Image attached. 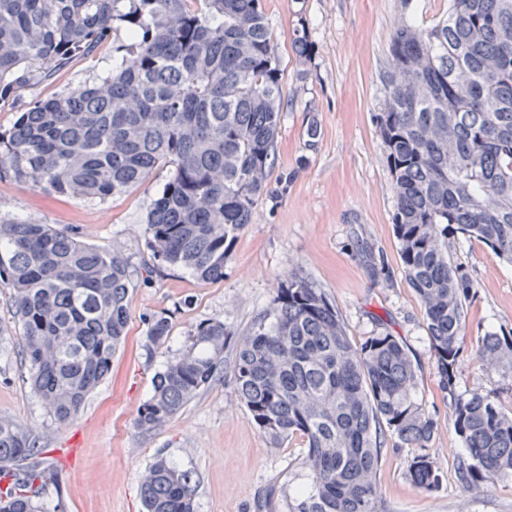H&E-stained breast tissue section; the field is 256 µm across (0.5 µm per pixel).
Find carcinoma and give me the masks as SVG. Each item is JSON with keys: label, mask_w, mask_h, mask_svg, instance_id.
<instances>
[{"label": "carcinoma", "mask_w": 512, "mask_h": 512, "mask_svg": "<svg viewBox=\"0 0 512 512\" xmlns=\"http://www.w3.org/2000/svg\"><path fill=\"white\" fill-rule=\"evenodd\" d=\"M120 25L112 75L40 99L0 127V175L45 195L103 200L170 171L146 214L153 256L201 281L224 278L231 242L270 195L267 175L285 103L283 69L264 0H0V102L92 53ZM296 55L314 48L306 24ZM392 66L373 114L396 195L393 224L405 278L423 305L439 387L466 448L464 489L512 477V411L492 392L457 391L467 303L478 283L451 260L461 233L512 264V0H448L426 28L393 30ZM130 265L36 221L0 222V285L12 290L23 327L28 384L61 422L78 415L111 370L130 319ZM145 347H162L168 317L147 319ZM233 335L220 319L199 323L188 352L157 373L136 427L170 421L224 368ZM482 364L512 372V336L487 334ZM418 366L384 324L354 346L326 292L297 272L278 282L270 307L238 341L237 396L275 446L300 436L309 488L292 512H378L376 473L386 433L425 448L436 420L415 399ZM39 438L0 419V512H60L49 500L58 471ZM410 481L432 491L426 454ZM191 472L164 456L142 478L146 512H196Z\"/></svg>", "instance_id": "cac0c4a2"}]
</instances>
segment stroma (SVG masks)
Instances as JSON below:
<instances>
[{
	"label": "stroma",
	"instance_id": "1",
	"mask_svg": "<svg viewBox=\"0 0 512 512\" xmlns=\"http://www.w3.org/2000/svg\"><path fill=\"white\" fill-rule=\"evenodd\" d=\"M284 77L288 105L267 182L291 174L286 191L259 200L251 224L235 239L222 280L203 282L189 273L147 274L155 260L144 220L168 170L157 169L139 187L89 201L48 197L4 176L0 220L27 219L71 230L77 239L126 257L132 271L127 336L112 359V373L72 421H54L31 391L21 357L22 324L11 291L0 287V419L35 434L41 446L58 449L62 512H143L140 483L156 455L167 456L197 481V512H289L306 482V450L300 437L273 447L240 403L231 370L200 392L164 426L148 433L135 426L151 396L158 371L187 353L195 326L220 319L243 333L258 312L271 306L278 282L302 270L327 293L341 315L348 339L359 344L383 322L401 336L418 366L417 398L438 423L426 453L440 469L436 490L425 492L408 478L415 449L388 435L377 481L379 512H512V478L465 490L457 464L465 448L456 434L449 400L438 386L425 312L408 285L394 233L396 197L385 150L373 123L379 108L378 75L389 61L392 31L403 15L430 26L448 0H266ZM306 24L314 45L310 62L298 60L293 31ZM126 28L110 43L70 60L52 78L0 104V126L10 127L28 102L112 71V46L126 41ZM306 79H298L299 71ZM317 117L316 149L305 146L307 122ZM452 259L468 266L479 283L467 305L466 345L488 332H512V265L478 239L455 234ZM164 313L171 324L166 344L144 347L145 318ZM496 392L512 406V380L494 366L462 358L458 390Z\"/></svg>",
	"mask_w": 512,
	"mask_h": 512
}]
</instances>
